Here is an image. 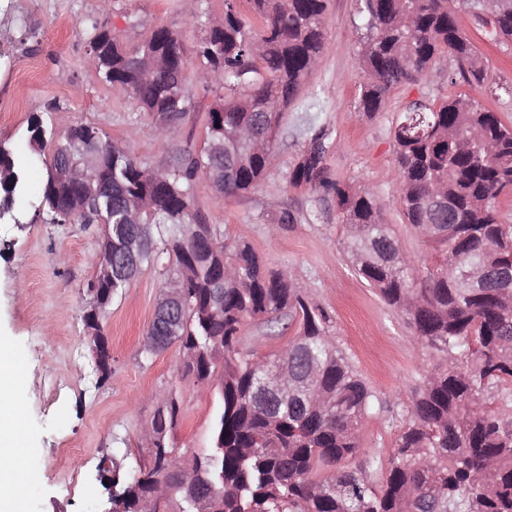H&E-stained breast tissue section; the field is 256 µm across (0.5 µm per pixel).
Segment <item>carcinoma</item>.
Segmentation results:
<instances>
[{"label":"carcinoma","mask_w":512,"mask_h":512,"mask_svg":"<svg viewBox=\"0 0 512 512\" xmlns=\"http://www.w3.org/2000/svg\"><path fill=\"white\" fill-rule=\"evenodd\" d=\"M260 24L244 19L240 0H224V16L208 20L187 60L177 31L155 28L130 48L98 23L87 42L101 81L127 92L136 108L171 115L183 125L194 108L189 69L207 70L204 89H224L207 119L203 148L186 151L158 177L96 127L78 122L62 142L33 115L26 127L45 162L42 193L27 216L14 212L26 192L25 169L0 141V211L16 224L112 225V281L87 282L89 310H106L145 266H162V288L184 289L179 347L183 369L196 382L217 381L220 403L211 447L185 459L172 454L168 434L181 410L168 393L152 425L162 443L132 473L112 464L99 479L115 512H138L165 466L192 472L218 489L205 512H512V278L480 288L464 277L471 265L498 269L512 254V224L497 199L512 194V124L483 108L477 96L451 97L434 107L407 104L393 126L399 203L409 229L432 250L429 263L405 251L392 225L381 221L374 194L331 181L326 133L312 138L288 173V183L333 190L346 228L344 250L357 275L405 317L414 345L443 354L405 402L406 418L388 463L362 447L372 415L387 410L330 332V316L273 269L251 243L230 239L196 206L195 187L207 180L226 196L247 193L274 165V134L283 110L297 98L322 60L327 0H246ZM494 19L480 27L496 44L512 43V0H493ZM473 17L483 0H362L365 36L358 66L366 73L359 108L372 116L387 94L412 83L446 55L448 82L483 89L486 65L465 36L457 12ZM476 134L482 148H461ZM224 142L220 164L206 169L205 147ZM88 157L112 189V216L96 192L59 176L67 157ZM299 320L286 345L301 374L314 369L311 388L274 399L259 389V368L274 372L280 355L259 356L243 346L245 327Z\"/></svg>","instance_id":"obj_1"}]
</instances>
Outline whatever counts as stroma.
Segmentation results:
<instances>
[{"label": "stroma", "mask_w": 512, "mask_h": 512, "mask_svg": "<svg viewBox=\"0 0 512 512\" xmlns=\"http://www.w3.org/2000/svg\"><path fill=\"white\" fill-rule=\"evenodd\" d=\"M223 11L224 0H197L192 7L185 0H111L106 11L100 0H0V141L13 146L27 169L19 208L37 200L45 178V159L31 152L25 137L27 120L36 113L46 114L60 135L74 123H90L153 168L200 149L215 90L190 82L194 109L180 136L161 146L153 116L138 111L121 88L99 82L86 42L95 22L131 45L168 25L179 31L191 59L207 19ZM458 19L487 65L482 106L512 121V46L491 42L468 12H459ZM361 33L358 0H330L322 61L287 110L265 181L227 198L203 180L195 201L210 224L250 242L270 267L289 270L296 286L327 310L332 334L389 406L361 433L363 447L387 459L401 431L398 410L439 358L415 346L404 318L355 274L344 252L335 194L290 186L288 172L315 131L326 129L330 179L369 187L403 249L430 259V248L407 227L399 204L391 127L410 101L439 103L471 89L449 83L452 61L444 57L418 81L393 88L382 112L366 115L358 108L366 80L356 64ZM27 64L36 66L35 78L20 77L19 68ZM51 101L58 111L46 112ZM284 211L293 223H278ZM99 244L95 225L0 222V341L23 365L15 401L28 440L19 461L27 474L25 512H98L101 460L112 457L128 471L147 462L146 437L160 394L173 392L180 400L182 417L171 435L178 453L188 456L210 444L216 388L183 375L178 345L150 358L141 352L162 290L157 269H143L108 308L103 326L112 376L101 381L82 320Z\"/></svg>", "instance_id": "stroma-1"}]
</instances>
